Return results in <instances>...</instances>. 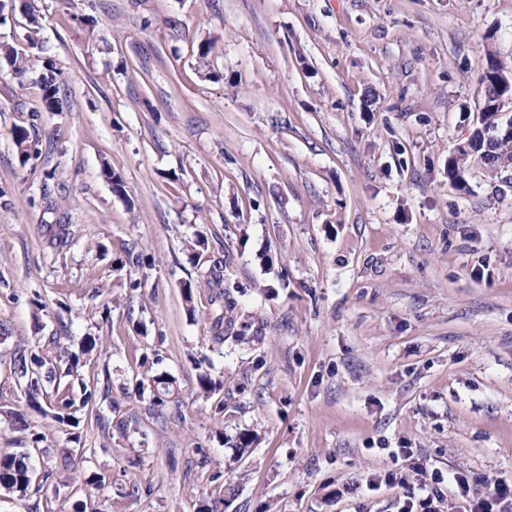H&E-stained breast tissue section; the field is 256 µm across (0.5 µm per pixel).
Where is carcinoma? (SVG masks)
Here are the masks:
<instances>
[{
    "mask_svg": "<svg viewBox=\"0 0 512 512\" xmlns=\"http://www.w3.org/2000/svg\"><path fill=\"white\" fill-rule=\"evenodd\" d=\"M479 83L483 88L479 107L480 125L473 138L465 147H458L448 158V179L458 188L466 186V170L469 157L478 152L480 160L499 177L501 182L512 184V178L501 166L499 159L503 154L512 156V140L495 138L496 128L506 124L508 118L502 114L504 99H512V65L488 52L485 65L481 67ZM14 141L21 155L29 160L40 154L37 140L30 137L29 131L18 127L13 132ZM48 246L60 250L69 243V232L65 225L58 224L49 229ZM203 283L216 291L215 301L227 309L233 306V300L224 293V259L219 258L211 264L204 274ZM101 351L97 336H86L78 350L63 348L54 355L38 354L26 348H18L13 353L11 365L18 378V389L24 393L31 406H41L40 399H46L49 416L55 423L76 428L90 419L95 426L106 430L108 423L100 415L89 412L95 403L98 391L106 390L97 378L85 380L82 368L86 357ZM65 377L80 379L81 396H76L71 387H60ZM151 386L157 402L174 392L173 380L165 375L152 378ZM34 481V473L29 469L27 457L17 454L0 456V487L9 492L26 494Z\"/></svg>",
    "mask_w": 512,
    "mask_h": 512,
    "instance_id": "cac0c4a2",
    "label": "carcinoma"
}]
</instances>
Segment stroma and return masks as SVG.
<instances>
[{
	"mask_svg": "<svg viewBox=\"0 0 512 512\" xmlns=\"http://www.w3.org/2000/svg\"><path fill=\"white\" fill-rule=\"evenodd\" d=\"M23 2L0 26V409L25 423L0 454L47 481L0 512H399L418 463L477 496L512 482V190L476 156L448 180L488 50L512 62V0H37L34 25ZM88 335L112 430L76 440L11 357ZM203 283L208 288L212 290H216V294L214 297V303L218 302V305L221 306L220 313H217L214 321L212 323V330L214 332L213 340L217 343H224V331L227 332L228 325L225 326L224 330V307L229 310L234 302L230 297H227V294L224 293V260L223 258H218L211 264L208 270L203 275ZM225 302V303H224Z\"/></svg>",
	"mask_w": 512,
	"mask_h": 512,
	"instance_id": "1",
	"label": "stroma"
}]
</instances>
